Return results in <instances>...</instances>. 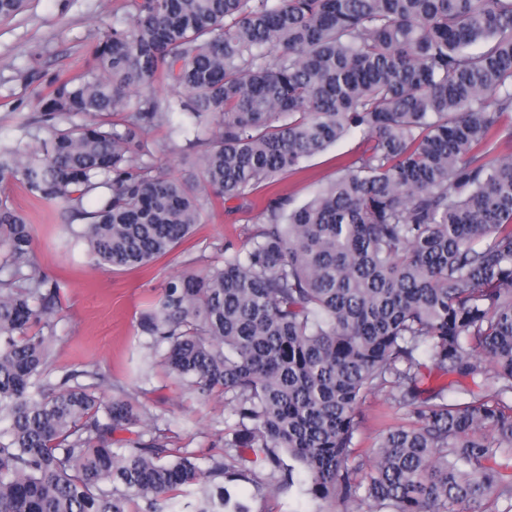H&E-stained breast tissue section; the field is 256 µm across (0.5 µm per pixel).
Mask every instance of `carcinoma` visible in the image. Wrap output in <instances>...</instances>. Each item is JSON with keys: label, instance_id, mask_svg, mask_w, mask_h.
<instances>
[{"label": "carcinoma", "instance_id": "obj_1", "mask_svg": "<svg viewBox=\"0 0 512 512\" xmlns=\"http://www.w3.org/2000/svg\"><path fill=\"white\" fill-rule=\"evenodd\" d=\"M131 6L42 98L40 149L26 122L0 150V183L73 209L94 264L145 269L212 200H245L359 132L332 182L300 207L268 198L256 233L169 279L139 328L170 375L224 395L232 475L258 493L512 512V0ZM157 81L180 95L158 99ZM176 114L208 124L192 183L143 142ZM55 305L32 225L1 199L0 512H165L189 496L188 512H248L215 485L224 457L204 468L169 448V419L106 395L105 375L50 381ZM424 358L452 381L423 389ZM375 391L413 421L358 459Z\"/></svg>", "mask_w": 512, "mask_h": 512}]
</instances>
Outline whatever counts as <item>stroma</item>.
I'll return each instance as SVG.
<instances>
[{
	"label": "stroma",
	"mask_w": 512,
	"mask_h": 512,
	"mask_svg": "<svg viewBox=\"0 0 512 512\" xmlns=\"http://www.w3.org/2000/svg\"><path fill=\"white\" fill-rule=\"evenodd\" d=\"M130 10V0H29L22 13L0 20V142H12L23 121L39 116V100L52 82L81 72L102 32ZM166 141L171 148L160 163L170 175L182 176L194 151L187 137L169 138L164 126L152 129L145 144L152 149ZM359 141V133L346 134L307 160L302 171L282 175L276 192L294 205L305 204L335 178L338 161L353 158ZM0 197L28 215L40 269L60 285L52 380L60 381L72 370H99L108 376L112 394L135 393L152 412L169 418L172 447L188 451L203 465L223 455L225 441L233 437L224 427L223 397L200 399L159 368L137 378L147 353L139 318L171 277L188 267L217 263L225 239L240 241L254 232L258 207L247 201L215 204L191 241L167 258L142 270H115L93 265L84 245L72 243L65 226H81L80 218L32 200L16 182L0 184ZM361 411L354 444L362 455L374 448L383 431L411 422L408 408L381 393L367 395ZM237 490L251 512H316L318 507L296 486L264 496L246 483Z\"/></svg>",
	"instance_id": "35a3bbf8"
}]
</instances>
